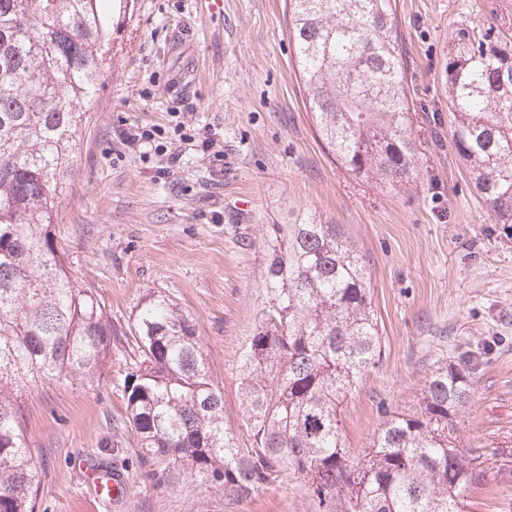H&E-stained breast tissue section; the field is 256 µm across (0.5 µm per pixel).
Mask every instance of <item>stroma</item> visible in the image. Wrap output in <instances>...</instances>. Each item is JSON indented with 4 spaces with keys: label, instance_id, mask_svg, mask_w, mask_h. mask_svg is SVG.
Listing matches in <instances>:
<instances>
[{
    "label": "stroma",
    "instance_id": "stroma-1",
    "mask_svg": "<svg viewBox=\"0 0 512 512\" xmlns=\"http://www.w3.org/2000/svg\"><path fill=\"white\" fill-rule=\"evenodd\" d=\"M399 50L421 141L418 178L389 191L351 176L328 154L307 108L285 0H135L107 47L110 67L81 139L56 238L78 281L112 325V362L93 385L23 393L39 472L36 512H315L291 477L233 501L189 475L152 484L125 416L123 378L138 305L155 292L190 313L222 384L224 420L244 436L238 356L258 318L267 225L312 210L342 225L369 261L383 352L347 397L352 454L386 413L416 406L437 360L472 355L475 395L460 418L463 451L512 452V233L493 223L456 154L448 116V59L470 27L512 17V0H397ZM196 62L194 80L183 78ZM217 134L213 151L181 150L178 117ZM160 129L182 157L118 147L124 123ZM223 166L212 163L214 152ZM85 459L133 490L97 498ZM464 512H512V486L471 488Z\"/></svg>",
    "mask_w": 512,
    "mask_h": 512
}]
</instances>
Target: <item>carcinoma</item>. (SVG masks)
Instances as JSON below:
<instances>
[{
	"label": "carcinoma",
	"instance_id": "cac0c4a2",
	"mask_svg": "<svg viewBox=\"0 0 512 512\" xmlns=\"http://www.w3.org/2000/svg\"><path fill=\"white\" fill-rule=\"evenodd\" d=\"M128 0H0V512H35L39 472L18 392L94 382L112 359L105 306L55 240L74 175L85 105L106 69L112 17ZM298 69L329 154L360 180L394 189L416 175L418 145L396 0H289ZM452 141L497 224H512V23L458 38L448 62ZM259 320L239 359L247 439L224 422L194 319L168 295L135 315L125 425L162 478L186 471L247 497L290 475L319 512H462L464 494L512 483L498 448L458 451L473 383L439 362L416 408L393 411L357 457L341 406L382 354L364 255L339 224L304 212L271 224Z\"/></svg>",
	"mask_w": 512,
	"mask_h": 512
}]
</instances>
